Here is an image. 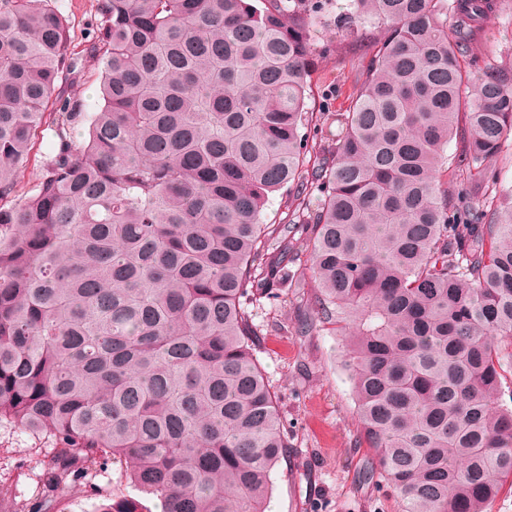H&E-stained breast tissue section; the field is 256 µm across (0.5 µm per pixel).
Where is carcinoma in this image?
I'll list each match as a JSON object with an SVG mask.
<instances>
[{"mask_svg": "<svg viewBox=\"0 0 512 512\" xmlns=\"http://www.w3.org/2000/svg\"><path fill=\"white\" fill-rule=\"evenodd\" d=\"M500 0H352L384 27L344 112L308 111L327 0H98L97 112L52 0H0V426L50 446L44 504L118 462L163 512H263L287 453L248 297L306 244L345 336L359 444L400 512H488L512 476V69L477 47ZM455 18L448 29L446 16ZM85 123L80 142L71 129ZM336 125L329 144L310 132ZM55 143L33 193L17 173ZM458 138L456 153L446 155ZM461 194L448 196L442 169ZM292 187L282 224L269 195ZM320 195L317 208L308 195ZM98 512H143L103 489ZM8 512L33 504L0 487ZM53 141L52 131L47 129L39 134L35 140V145L30 154V160L26 168L22 169L17 176L18 187L17 195L20 198L29 196L33 184L42 174L43 162L45 156L50 152L51 143ZM491 165L503 184L512 186V133L504 140L501 152L493 158Z\"/></svg>", "mask_w": 512, "mask_h": 512, "instance_id": "1", "label": "carcinoma"}]
</instances>
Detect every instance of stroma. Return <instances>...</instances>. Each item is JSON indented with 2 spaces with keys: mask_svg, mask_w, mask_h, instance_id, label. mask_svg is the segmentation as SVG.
<instances>
[{
  "mask_svg": "<svg viewBox=\"0 0 512 512\" xmlns=\"http://www.w3.org/2000/svg\"><path fill=\"white\" fill-rule=\"evenodd\" d=\"M54 3L66 20L72 52L84 55L69 92L84 101L87 111H98L101 67L84 54L100 22L97 0ZM380 34L376 26L351 34L320 24L311 28V111L347 109L355 70ZM479 41L495 64L512 68V0H504L499 12L482 21ZM252 309L259 327L255 356L277 394L289 444L287 456L272 472L266 512H399L392 488L362 477L370 452L357 445L358 421L341 336L328 325L298 335L295 323L311 312L304 300L284 307L262 297ZM39 453L38 441L1 426L0 484L37 499Z\"/></svg>",
  "mask_w": 512,
  "mask_h": 512,
  "instance_id": "35a3bbf8",
  "label": "stroma"
}]
</instances>
